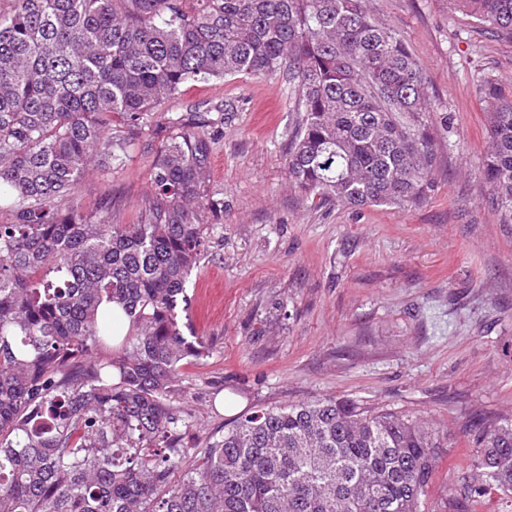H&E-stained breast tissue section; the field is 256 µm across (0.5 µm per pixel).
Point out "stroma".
<instances>
[{"label": "stroma", "mask_w": 512, "mask_h": 512, "mask_svg": "<svg viewBox=\"0 0 512 512\" xmlns=\"http://www.w3.org/2000/svg\"><path fill=\"white\" fill-rule=\"evenodd\" d=\"M420 64L440 165L422 202L318 206L288 179L285 77L185 84L140 121L121 164L86 175L61 207L112 205L136 223L171 117L211 120L208 187L224 210L187 284L184 364L171 402L191 414L194 462L244 412L338 397L447 430L422 512H450L475 472L472 438L512 415V224L476 174L488 150L486 81L512 85V38L456 0H368Z\"/></svg>", "instance_id": "stroma-1"}]
</instances>
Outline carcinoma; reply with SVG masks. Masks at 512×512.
Instances as JSON below:
<instances>
[{"label": "carcinoma", "mask_w": 512, "mask_h": 512, "mask_svg": "<svg viewBox=\"0 0 512 512\" xmlns=\"http://www.w3.org/2000/svg\"><path fill=\"white\" fill-rule=\"evenodd\" d=\"M0 14V512H420L448 433L320 398L237 416L182 468L170 393L204 346L179 323L205 250L203 112L170 119L135 224L62 209L90 167L191 81L284 75L288 178L320 205L424 200L436 118L402 34L366 0H14ZM512 39V0H457ZM478 179L512 222V93L488 81ZM115 353L98 359L112 340ZM470 490L512 493V417L480 429Z\"/></svg>", "instance_id": "cac0c4a2"}]
</instances>
